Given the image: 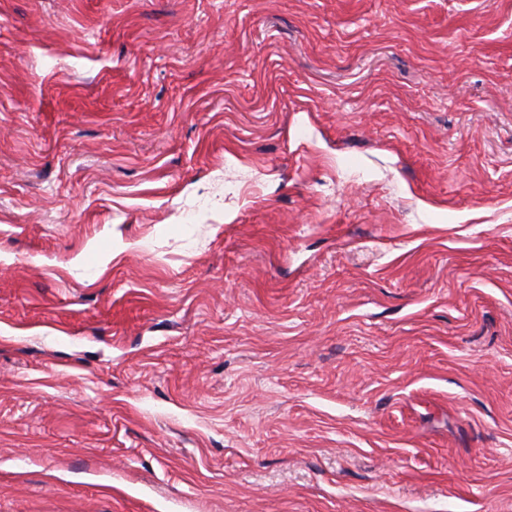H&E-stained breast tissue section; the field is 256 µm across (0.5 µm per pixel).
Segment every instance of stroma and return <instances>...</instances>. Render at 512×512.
Masks as SVG:
<instances>
[{"label": "stroma", "mask_w": 512, "mask_h": 512, "mask_svg": "<svg viewBox=\"0 0 512 512\" xmlns=\"http://www.w3.org/2000/svg\"><path fill=\"white\" fill-rule=\"evenodd\" d=\"M0 512H512V0H0Z\"/></svg>", "instance_id": "1"}]
</instances>
